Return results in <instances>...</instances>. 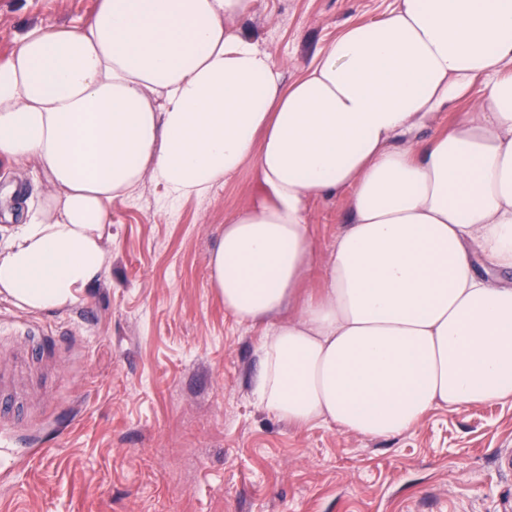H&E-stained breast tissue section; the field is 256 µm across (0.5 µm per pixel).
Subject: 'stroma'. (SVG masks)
<instances>
[{
	"instance_id": "1",
	"label": "stroma",
	"mask_w": 512,
	"mask_h": 512,
	"mask_svg": "<svg viewBox=\"0 0 512 512\" xmlns=\"http://www.w3.org/2000/svg\"><path fill=\"white\" fill-rule=\"evenodd\" d=\"M97 0H0V57L36 24L73 27ZM394 0H255L236 22L281 66L305 73L353 22ZM25 194L50 184L37 161L0 178V236L24 220ZM260 196L252 164L179 202L144 178L116 200L109 264L75 305L46 311L0 295V365L28 417L0 425V512H512V399L430 410L410 431L370 438L333 424L292 426L251 394L263 328L237 322L208 286L224 226ZM351 193L308 208L319 296ZM53 336L40 363L28 332Z\"/></svg>"
}]
</instances>
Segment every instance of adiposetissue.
Masks as SVG:
<instances>
[{
	"instance_id": "obj_1",
	"label": "adipose tissue",
	"mask_w": 512,
	"mask_h": 512,
	"mask_svg": "<svg viewBox=\"0 0 512 512\" xmlns=\"http://www.w3.org/2000/svg\"><path fill=\"white\" fill-rule=\"evenodd\" d=\"M254 0H98L80 27L38 24L0 58V165L52 186L0 244V294L30 310L78 302L103 272L115 200L144 179L170 200L252 161L263 190L235 213L209 286L265 322L258 404L279 420L370 437L434 406L512 398V0H395L345 27L285 82L234 28ZM476 108L420 146L434 113ZM350 190L326 286L278 321L310 263L309 202ZM18 175L16 181L19 186L21 184L24 185L25 196L28 198H30L35 190H38L41 194H45L46 191L52 189L41 166L35 160L20 164L18 166Z\"/></svg>"
}]
</instances>
